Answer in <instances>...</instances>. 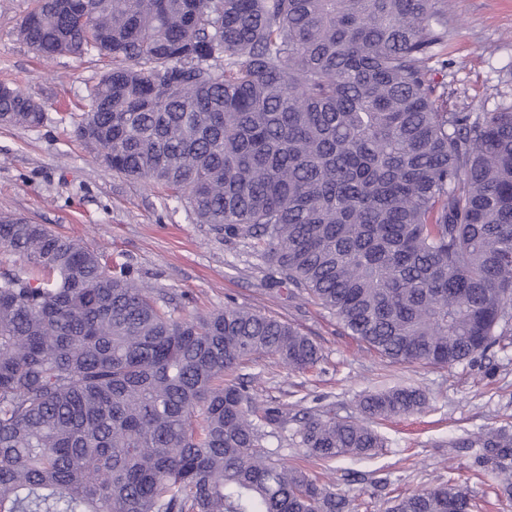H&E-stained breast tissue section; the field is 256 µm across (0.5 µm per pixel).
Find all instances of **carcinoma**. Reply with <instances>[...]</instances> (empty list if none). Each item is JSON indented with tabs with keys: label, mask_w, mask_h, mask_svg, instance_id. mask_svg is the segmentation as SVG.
I'll return each mask as SVG.
<instances>
[{
	"label": "carcinoma",
	"mask_w": 512,
	"mask_h": 512,
	"mask_svg": "<svg viewBox=\"0 0 512 512\" xmlns=\"http://www.w3.org/2000/svg\"><path fill=\"white\" fill-rule=\"evenodd\" d=\"M19 33L47 59L111 58L78 136L248 240L380 356L451 367L512 346V100L436 97L448 0H38ZM44 118L0 83V125ZM0 255L22 262L0 273V512H354L263 444L288 411L235 375L259 355L316 367L310 337L238 306L182 318L129 265L24 217H0ZM425 403L394 387L362 405ZM294 437L324 463L383 447L329 411ZM454 445L512 496L511 430ZM476 508L448 483L387 512Z\"/></svg>",
	"instance_id": "cac0c4a2"
}]
</instances>
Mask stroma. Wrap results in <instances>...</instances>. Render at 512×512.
I'll list each match as a JSON object with an SVG mask.
<instances>
[{
  "mask_svg": "<svg viewBox=\"0 0 512 512\" xmlns=\"http://www.w3.org/2000/svg\"><path fill=\"white\" fill-rule=\"evenodd\" d=\"M35 0H0V82L43 105L38 127L0 126V215L36 224L129 264L138 282L190 318L228 303L292 324L322 348L314 370L291 372L270 357L245 364L258 397L287 404L291 414L330 410L363 419L368 394L396 386L420 389L419 414L373 421L385 439L370 455L345 457L322 480L355 499L358 512H386L393 500L455 480L480 512H512L492 474H476L475 451L452 442L490 428H512V347L491 348L453 367L383 358L348 336L336 317L312 300L275 289L276 273L246 241L224 239L196 223L177 198L112 172L77 136V104L111 66L94 54L45 60L23 41L19 26ZM446 68L436 70L451 111L470 104L493 110L512 92V0H449ZM289 422L278 441L289 464L310 467L295 447Z\"/></svg>",
  "mask_w": 512,
  "mask_h": 512,
  "instance_id": "stroma-1",
  "label": "stroma"
}]
</instances>
